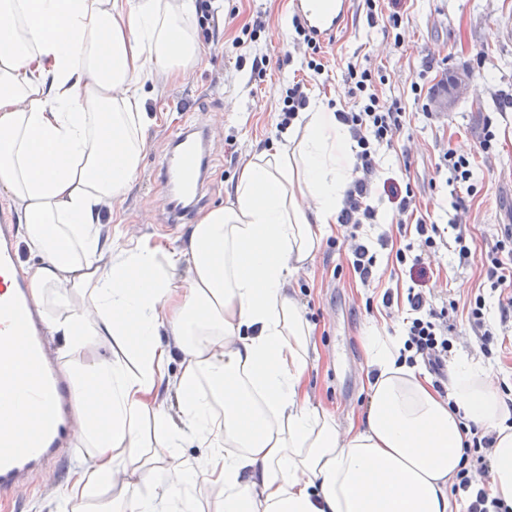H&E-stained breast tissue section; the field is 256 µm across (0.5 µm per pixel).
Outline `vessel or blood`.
I'll return each instance as SVG.
<instances>
[{
  "label": "vessel or blood",
  "instance_id": "b4317fda",
  "mask_svg": "<svg viewBox=\"0 0 512 512\" xmlns=\"http://www.w3.org/2000/svg\"><path fill=\"white\" fill-rule=\"evenodd\" d=\"M352 0H293L309 31L321 40L335 36L351 12ZM210 156L194 130L175 138L161 174L170 191L169 218L180 223L200 193V175ZM17 225L0 215V496L25 489L74 440V421L83 399L64 378L32 299L30 280L15 275ZM23 358L26 381L17 384L13 364ZM28 425L17 429L15 416Z\"/></svg>",
  "mask_w": 512,
  "mask_h": 512
}]
</instances>
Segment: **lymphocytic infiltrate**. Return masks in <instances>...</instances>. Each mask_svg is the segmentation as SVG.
Instances as JSON below:
<instances>
[{
    "label": "lymphocytic infiltrate",
    "mask_w": 512,
    "mask_h": 512,
    "mask_svg": "<svg viewBox=\"0 0 512 512\" xmlns=\"http://www.w3.org/2000/svg\"><path fill=\"white\" fill-rule=\"evenodd\" d=\"M347 82L353 105L340 111L356 143L354 170L356 178L347 192L341 214L345 229L342 240L351 254L352 265L363 283H370L376 259L360 234L364 224L373 221L376 213L369 204L370 186L376 171L381 147H389L406 124L398 102L380 103L376 82L369 70L351 65ZM491 290L498 293L501 320L512 319V226H504L493 246L478 255ZM407 315L404 323V350L407 364L423 361L437 375H444L448 356L453 348L448 323V307H435L422 289L408 287L405 292ZM463 468L457 473L451 491L468 501V512H512V507L491 497L486 488L487 456L492 448V435L482 433L476 425L465 429Z\"/></svg>",
    "instance_id": "1"
}]
</instances>
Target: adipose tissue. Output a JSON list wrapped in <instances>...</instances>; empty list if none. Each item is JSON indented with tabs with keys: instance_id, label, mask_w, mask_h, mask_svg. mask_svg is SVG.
Segmentation results:
<instances>
[{
	"instance_id": "ef3b65f1",
	"label": "adipose tissue",
	"mask_w": 512,
	"mask_h": 512,
	"mask_svg": "<svg viewBox=\"0 0 512 512\" xmlns=\"http://www.w3.org/2000/svg\"><path fill=\"white\" fill-rule=\"evenodd\" d=\"M194 15L195 0H0V196L39 259L33 299L60 305L47 328L70 352L125 353L68 373L107 412L83 411L91 462L56 512H87L104 488L112 512H455L468 421L494 435L491 495L512 506V405L480 363L453 362L443 396L400 362L403 337L374 328L358 424L310 399L314 328L289 287L353 180L337 155L349 129L322 101L183 248L103 236L139 171L148 87L202 58Z\"/></svg>"
}]
</instances>
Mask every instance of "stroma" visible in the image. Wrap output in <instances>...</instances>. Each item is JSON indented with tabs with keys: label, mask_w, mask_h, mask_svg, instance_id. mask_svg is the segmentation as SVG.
<instances>
[{
	"label": "stroma",
	"mask_w": 512,
	"mask_h": 512,
	"mask_svg": "<svg viewBox=\"0 0 512 512\" xmlns=\"http://www.w3.org/2000/svg\"><path fill=\"white\" fill-rule=\"evenodd\" d=\"M376 23H368L360 0L351 17L322 55L327 67L314 74L306 67L310 51L295 41L291 0H210L199 9L196 27L202 60L175 82L161 84L147 108L158 120L144 134L139 173L123 199L125 239L153 238L178 249L190 227L166 229V192L159 177L163 154L173 136L195 126L206 130L211 163L205 173L204 208L225 203L236 176L252 154L284 143L276 125L288 84L301 81L313 98L334 109H349L344 68L353 61L370 70L382 104L400 100L407 128L390 149L381 151L369 203L376 211L368 243L376 254L375 279L363 285L352 258L336 245L341 227L324 237L312 264L293 276L292 293L314 326L317 354L308 370L314 401L336 410L343 426L357 423L368 403L362 337L370 324L401 335L402 306L385 307L384 293L414 286L434 304L465 303L485 280L479 262L460 264L453 249L438 246L424 259L423 271L399 264L396 251L405 239L398 223L425 219L441 226L449 219L466 224L472 249L481 253L497 239L501 225H512V0H380ZM400 12V28L388 17ZM262 21L256 42L238 43L243 26ZM270 59L265 72L252 69L255 55ZM468 63L474 80L468 97L451 116L428 113L429 99L441 91L449 69ZM492 126L497 148L480 154L485 126ZM455 149L474 166L472 190L448 185L437 164L442 152ZM412 185V213L400 214L393 189ZM463 198L464 208L451 203ZM488 319L497 338L491 355L474 341L465 313L453 319L452 358L480 363L498 384L512 391V321L500 323L497 295L486 292ZM90 461L79 448L63 459L54 474H41L17 497L0 503V512H54L71 472Z\"/></svg>",
	"instance_id": "stroma-1"
}]
</instances>
